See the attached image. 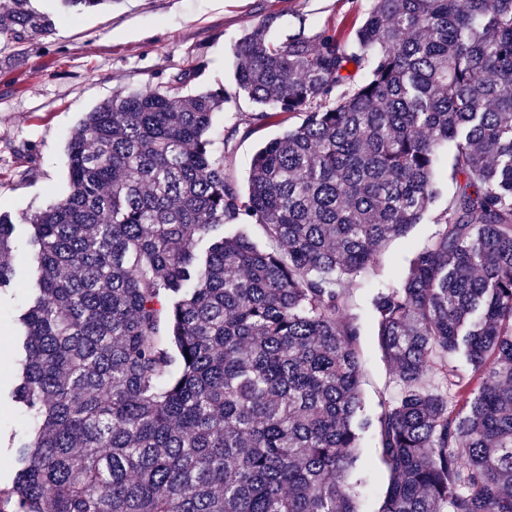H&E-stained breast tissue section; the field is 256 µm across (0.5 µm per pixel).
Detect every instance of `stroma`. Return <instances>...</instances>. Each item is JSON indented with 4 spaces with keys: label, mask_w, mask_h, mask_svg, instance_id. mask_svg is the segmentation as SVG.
I'll return each instance as SVG.
<instances>
[{
    "label": "stroma",
    "mask_w": 512,
    "mask_h": 512,
    "mask_svg": "<svg viewBox=\"0 0 512 512\" xmlns=\"http://www.w3.org/2000/svg\"><path fill=\"white\" fill-rule=\"evenodd\" d=\"M55 21L51 34L29 40L21 52L0 50V213L16 217L13 234V288L0 292V385L14 369L8 337L12 320L28 299L24 282L32 266L23 214L64 198L69 192L66 146L85 112L121 90L157 89L178 72L191 73L186 88L195 92L232 85V47L245 30L264 17L277 21L273 33H314L336 27L343 34L363 20L369 0H112L101 9L72 13L60 0H33ZM283 125L256 128L229 145L231 170L247 180L253 155ZM432 220L390 241L377 262L362 270L351 289L360 326L365 409L378 416L397 395L393 370L383 359L370 304L381 287L404 274L415 248L437 232ZM33 419L9 402L0 403V486L11 484L10 436H23ZM362 482L360 512H378L387 476L378 461V435L365 434L359 450Z\"/></svg>",
    "instance_id": "stroma-1"
}]
</instances>
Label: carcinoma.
I'll return each instance as SVG.
<instances>
[{
  "instance_id": "1",
  "label": "carcinoma",
  "mask_w": 512,
  "mask_h": 512,
  "mask_svg": "<svg viewBox=\"0 0 512 512\" xmlns=\"http://www.w3.org/2000/svg\"><path fill=\"white\" fill-rule=\"evenodd\" d=\"M232 48L235 87L187 74L86 113L70 191L27 214L31 295L11 392L37 420L13 444L0 512H359L350 477L376 427L378 512H512V0H370L346 37ZM0 0V43L48 34ZM245 131L262 144L246 188ZM454 185L439 229L371 304L396 398L364 413L350 288L432 210L438 150ZM224 224H259L196 251ZM0 215V289L13 277ZM463 358L466 372L450 359ZM254 110V105L247 99H240L237 107L230 109L225 112H217L213 119V125L211 129L212 136L219 141L224 134V129L231 126L239 118H247L249 113ZM300 122L292 117L282 124H271L256 128L248 136L240 133L229 145L231 170L239 185L245 187L251 160L258 148L267 140L278 136L285 129Z\"/></svg>"
}]
</instances>
